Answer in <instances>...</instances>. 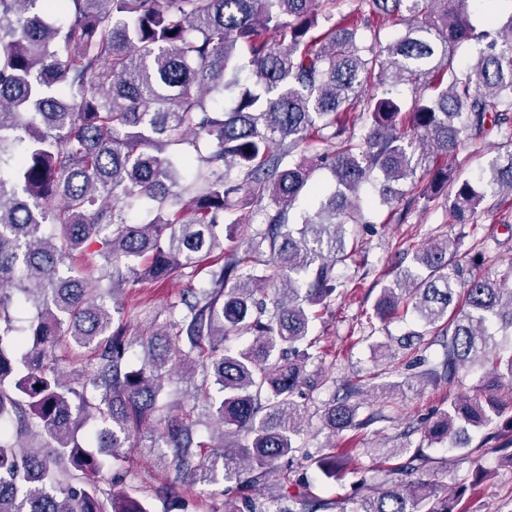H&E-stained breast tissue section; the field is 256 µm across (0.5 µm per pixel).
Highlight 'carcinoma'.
Wrapping results in <instances>:
<instances>
[{"label":"carcinoma","mask_w":512,"mask_h":512,"mask_svg":"<svg viewBox=\"0 0 512 512\" xmlns=\"http://www.w3.org/2000/svg\"><path fill=\"white\" fill-rule=\"evenodd\" d=\"M361 2L356 20L335 22L338 0H0V425L13 426L0 431V512H152L147 498L98 477L157 420L165 378L199 367L209 442L186 420L164 439L176 479L227 483L215 512H461L469 485L487 477L477 466L451 495L406 482L425 465L418 447L397 449L389 485L340 505L288 487L294 465L313 458L295 441L304 416L294 397L318 358L311 323L342 286L336 265L362 252V185L387 207L406 195L396 183L410 184L409 206L444 194L460 224L487 197L512 195V18L479 30L468 0ZM49 10L62 21L46 20ZM382 15L403 25L387 43ZM465 43L476 54L461 64ZM234 90L227 111L220 100ZM494 129L509 150L478 182L461 177L448 161ZM323 157L333 191L311 183ZM261 202L265 228L250 233L234 204ZM135 206L147 221L130 222ZM238 237L243 249L182 295L171 330L146 338L148 356L132 364L116 294L197 274ZM459 245L446 237L415 251L374 304L380 322L411 315L441 338L443 359L422 377L452 385L491 365L475 394L448 398L422 427L425 441L451 447L466 425L512 430V346L495 340L512 331V266L460 283ZM16 301L34 311L22 332L9 313ZM235 336L251 343L225 347ZM62 340L94 353L88 378L68 379ZM362 394L355 384L332 398L323 425L333 434L370 425L357 419ZM91 420L96 452L79 436ZM316 464L335 478L347 453ZM276 473L278 495L253 499Z\"/></svg>","instance_id":"carcinoma-1"}]
</instances>
